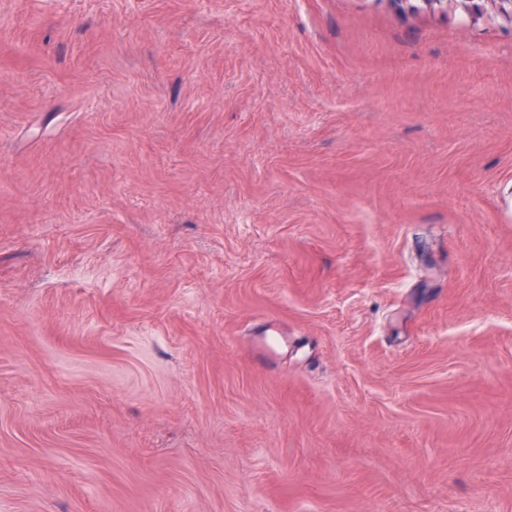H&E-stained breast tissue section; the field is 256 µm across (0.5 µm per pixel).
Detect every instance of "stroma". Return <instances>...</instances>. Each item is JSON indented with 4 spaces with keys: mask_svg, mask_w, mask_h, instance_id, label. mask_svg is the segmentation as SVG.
<instances>
[{
    "mask_svg": "<svg viewBox=\"0 0 512 512\" xmlns=\"http://www.w3.org/2000/svg\"><path fill=\"white\" fill-rule=\"evenodd\" d=\"M0 512H512V5L0 0Z\"/></svg>",
    "mask_w": 512,
    "mask_h": 512,
    "instance_id": "1",
    "label": "stroma"
}]
</instances>
